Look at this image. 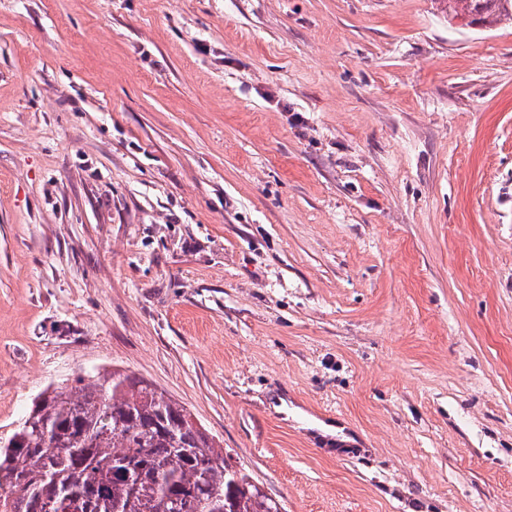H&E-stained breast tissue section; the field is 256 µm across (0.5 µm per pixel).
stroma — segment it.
I'll return each instance as SVG.
<instances>
[{
	"mask_svg": "<svg viewBox=\"0 0 512 512\" xmlns=\"http://www.w3.org/2000/svg\"><path fill=\"white\" fill-rule=\"evenodd\" d=\"M103 369L284 512H512V20L0 0V439Z\"/></svg>",
	"mask_w": 512,
	"mask_h": 512,
	"instance_id": "stroma-1",
	"label": "stroma"
}]
</instances>
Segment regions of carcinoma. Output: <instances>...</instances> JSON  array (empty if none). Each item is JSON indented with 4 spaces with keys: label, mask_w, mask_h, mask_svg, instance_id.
Listing matches in <instances>:
<instances>
[{
    "label": "carcinoma",
    "mask_w": 512,
    "mask_h": 512,
    "mask_svg": "<svg viewBox=\"0 0 512 512\" xmlns=\"http://www.w3.org/2000/svg\"><path fill=\"white\" fill-rule=\"evenodd\" d=\"M489 27L512 0H448ZM191 412L117 370L48 386L0 443V512H281Z\"/></svg>",
    "instance_id": "cac0c4a2"
}]
</instances>
